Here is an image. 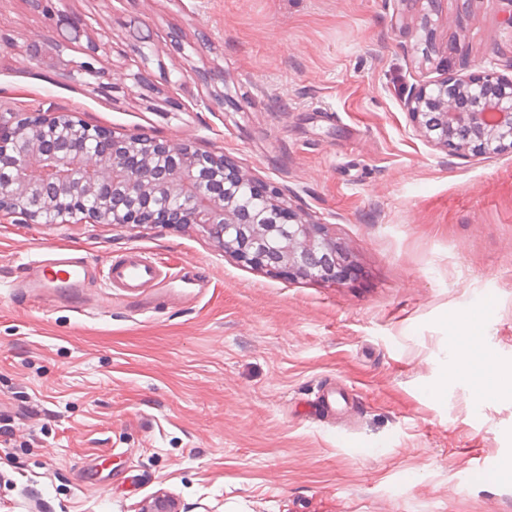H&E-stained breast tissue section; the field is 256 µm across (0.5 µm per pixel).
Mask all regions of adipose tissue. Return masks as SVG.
Listing matches in <instances>:
<instances>
[{
  "label": "adipose tissue",
  "instance_id": "obj_1",
  "mask_svg": "<svg viewBox=\"0 0 512 512\" xmlns=\"http://www.w3.org/2000/svg\"><path fill=\"white\" fill-rule=\"evenodd\" d=\"M484 319L485 314L480 311L449 327L450 365L441 378L445 384L467 382L478 403L503 393L502 371L494 365L488 347L477 334Z\"/></svg>",
  "mask_w": 512,
  "mask_h": 512
}]
</instances>
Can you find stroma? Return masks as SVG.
<instances>
[{"label": "stroma", "instance_id": "obj_1", "mask_svg": "<svg viewBox=\"0 0 512 512\" xmlns=\"http://www.w3.org/2000/svg\"><path fill=\"white\" fill-rule=\"evenodd\" d=\"M55 4L86 23L63 58L104 84L31 62L47 20L0 0L1 115L70 112L231 155L325 224L357 275L294 281L193 225L1 214L0 512H139L161 491L181 512H512V397L428 393L449 322L481 307L512 364V152L441 150L405 106L448 72L512 78L507 0ZM135 247L179 274L169 301L33 307L16 290L39 255Z\"/></svg>", "mask_w": 512, "mask_h": 512}]
</instances>
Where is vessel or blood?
<instances>
[{
	"label": "vessel or blood",
	"mask_w": 512,
	"mask_h": 512,
	"mask_svg": "<svg viewBox=\"0 0 512 512\" xmlns=\"http://www.w3.org/2000/svg\"><path fill=\"white\" fill-rule=\"evenodd\" d=\"M105 280L120 301L142 298L159 286H170L176 276L165 262L138 248L110 258L104 264L90 263L85 257L57 252L31 261L20 288L29 303L59 301L83 296L97 280Z\"/></svg>",
	"instance_id": "1"
}]
</instances>
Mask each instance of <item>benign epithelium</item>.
<instances>
[{"instance_id": "benign-epithelium-1", "label": "benign epithelium", "mask_w": 512, "mask_h": 512, "mask_svg": "<svg viewBox=\"0 0 512 512\" xmlns=\"http://www.w3.org/2000/svg\"><path fill=\"white\" fill-rule=\"evenodd\" d=\"M40 4L55 39H79V18ZM411 121L435 146L463 155L512 150V79L493 72L460 78L452 73L408 92ZM0 212L34 224L46 214H83L112 224H194L224 253L246 264L274 265L292 279L336 283L346 279L347 255L325 225L294 208L281 191L244 174L229 156L201 154L186 143L160 142L145 134L118 136L69 112L5 120L0 115ZM163 193L177 208L154 209ZM141 512H179L160 495Z\"/></svg>"}]
</instances>
